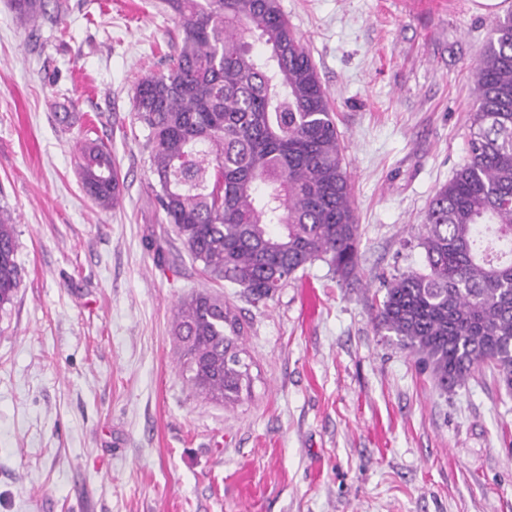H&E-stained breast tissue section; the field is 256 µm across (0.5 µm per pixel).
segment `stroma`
<instances>
[{"mask_svg": "<svg viewBox=\"0 0 512 512\" xmlns=\"http://www.w3.org/2000/svg\"><path fill=\"white\" fill-rule=\"evenodd\" d=\"M336 109L360 224L350 283L315 261L273 298L225 285L247 325L249 395L182 373L181 302L215 291L151 194L134 87L165 66L163 0H69L22 27L0 0V212L20 284L0 308V512H512V390L492 369L438 390L375 315L422 266L436 189L466 157L479 0H279ZM68 108L73 125L59 122ZM124 179L98 208L77 144Z\"/></svg>", "mask_w": 512, "mask_h": 512, "instance_id": "1", "label": "stroma"}]
</instances>
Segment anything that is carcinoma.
I'll use <instances>...</instances> for the list:
<instances>
[{
	"label": "carcinoma",
	"mask_w": 512,
	"mask_h": 512,
	"mask_svg": "<svg viewBox=\"0 0 512 512\" xmlns=\"http://www.w3.org/2000/svg\"><path fill=\"white\" fill-rule=\"evenodd\" d=\"M178 42L134 88L148 130L151 190L214 283L265 302L298 270L327 262L347 281L360 226L333 102L279 0H164ZM19 23L64 22L45 0H11ZM261 45L256 50L255 45ZM476 112L463 165L432 196L425 266L382 282L377 326L448 392L487 366L512 389V12L492 23L473 70ZM77 171L102 210L124 180L112 150L85 140ZM11 217L0 213V307L19 285ZM191 387L224 406L249 386L245 328L224 297L199 293L173 324Z\"/></svg>",
	"instance_id": "carcinoma-1"
}]
</instances>
